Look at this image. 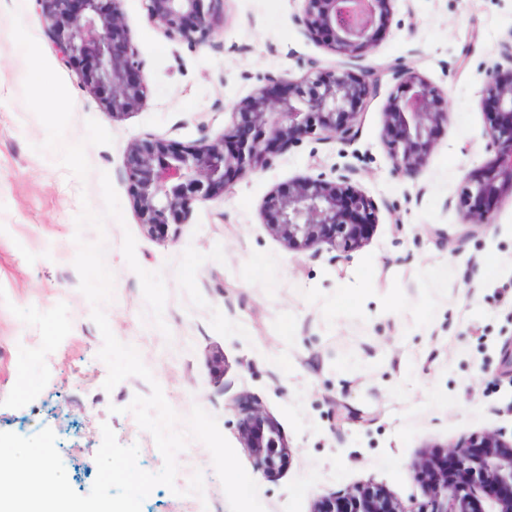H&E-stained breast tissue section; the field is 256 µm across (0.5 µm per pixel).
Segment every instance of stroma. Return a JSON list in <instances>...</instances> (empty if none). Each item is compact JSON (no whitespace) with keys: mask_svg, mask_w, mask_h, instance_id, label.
Masks as SVG:
<instances>
[{"mask_svg":"<svg viewBox=\"0 0 512 512\" xmlns=\"http://www.w3.org/2000/svg\"><path fill=\"white\" fill-rule=\"evenodd\" d=\"M122 9L149 96L115 121L77 66L59 60L34 0H0V432L52 429L68 482L84 495L97 477L102 424L121 445H138L141 469H162L152 435L125 411L156 383L180 418L196 405L216 416L265 512H310L317 497L368 482L404 504L422 501L411 461L424 447L512 432V371L503 365L512 347V198H502L489 229L468 237L456 209L464 173L488 157L480 77L512 34V0H395L366 61L414 67L448 95V122L415 179L392 176L381 138L396 85L388 76L352 145L304 140L154 236L129 195L132 141L215 140L230 106L266 76L297 79L335 56L304 36L299 0H225L223 30L199 48L150 26L143 0H123ZM21 33L69 89L65 111L35 97L38 59L14 50ZM347 164L380 203L361 248L341 257L323 244L296 251L269 233L262 205L273 189ZM104 172L123 214L102 234L114 275L104 310L153 375L109 392L103 337L73 265L75 217L85 205L102 212ZM128 232L141 268L166 284L164 327L126 262ZM491 257L500 264L489 274ZM216 352L220 376L210 366ZM255 401L291 447L288 469L272 478L238 436ZM176 461L175 488L155 486L141 512H230L202 443L189 442ZM197 472L202 496L183 495Z\"/></svg>","mask_w":512,"mask_h":512,"instance_id":"obj_1","label":"stroma"}]
</instances>
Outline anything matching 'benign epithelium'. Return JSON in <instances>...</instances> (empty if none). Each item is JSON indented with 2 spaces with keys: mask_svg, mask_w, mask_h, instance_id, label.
I'll use <instances>...</instances> for the list:
<instances>
[{
  "mask_svg": "<svg viewBox=\"0 0 512 512\" xmlns=\"http://www.w3.org/2000/svg\"><path fill=\"white\" fill-rule=\"evenodd\" d=\"M59 59L81 63L80 79L112 119L139 110L148 85L128 33L123 0H35ZM147 22L190 46L209 44L224 28V0H143ZM304 35L350 63L374 48L395 0H366V19L350 20L355 0H301ZM397 80L384 108L382 139L392 172L414 178L448 121L445 95L410 66L369 64L355 72L312 64L299 79L267 77L235 102L224 134L192 144L146 138L128 147L127 176L139 224L150 235L184 223L194 204L226 192L231 178L265 169L306 138L349 144L382 78ZM479 105L487 121L490 157L466 173L456 207L466 236L492 224L493 207L479 200L512 195V67L484 71ZM352 166L330 178L308 174L273 190L263 203L268 231L294 250L326 244L345 254L366 242L376 224L374 200L357 189ZM239 439L269 477L287 468L291 450L281 429L254 404ZM424 500L407 507L368 483L316 498L310 512H512V440L485 431L443 450L426 448L412 461Z\"/></svg>",
  "mask_w": 512,
  "mask_h": 512,
  "instance_id": "obj_1",
  "label": "benign epithelium"
}]
</instances>
